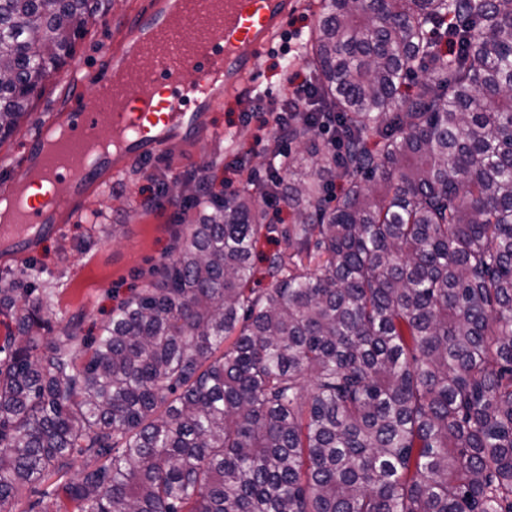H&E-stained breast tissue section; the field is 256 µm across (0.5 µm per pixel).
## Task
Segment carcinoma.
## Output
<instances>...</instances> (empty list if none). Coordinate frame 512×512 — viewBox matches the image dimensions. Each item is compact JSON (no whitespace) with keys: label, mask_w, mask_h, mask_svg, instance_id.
Wrapping results in <instances>:
<instances>
[{"label":"carcinoma","mask_w":512,"mask_h":512,"mask_svg":"<svg viewBox=\"0 0 512 512\" xmlns=\"http://www.w3.org/2000/svg\"><path fill=\"white\" fill-rule=\"evenodd\" d=\"M319 7L342 151L296 112L288 188L198 194L177 258L90 339L46 342L43 295L0 288V512L23 487L29 512H512V0ZM92 14L0 0V144ZM275 193L295 219L258 292ZM275 252H288L287 242L280 235H273L268 240H263L258 247V253L254 260L255 277L252 288L265 289L271 287V279L265 274L266 262L264 256Z\"/></svg>","instance_id":"cac0c4a2"}]
</instances>
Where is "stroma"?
Here are the masks:
<instances>
[{
  "mask_svg": "<svg viewBox=\"0 0 512 512\" xmlns=\"http://www.w3.org/2000/svg\"><path fill=\"white\" fill-rule=\"evenodd\" d=\"M150 6L151 0H93L95 16L73 56L48 76L31 116L0 144V187L19 167L26 143L40 134L45 120L67 109L74 96L89 95V88L71 85L70 74L95 71L115 30ZM318 10V0H297L283 31L259 55L255 82L224 94L205 113L200 136L126 166L77 218L41 239L30 260L21 263L0 253V288L30 286L51 293L43 313L46 338L57 336L72 319L80 322L82 336L96 334L113 307L144 288L161 264L177 257L185 210L171 201L167 185L201 180L219 193L242 189L244 178L234 167L244 157L256 172L254 188H261L269 169L265 143L271 133L263 113L253 108L254 98H281L287 90L285 72L310 73L305 50Z\"/></svg>",
  "mask_w": 512,
  "mask_h": 512,
  "instance_id": "stroma-1",
  "label": "stroma"
}]
</instances>
